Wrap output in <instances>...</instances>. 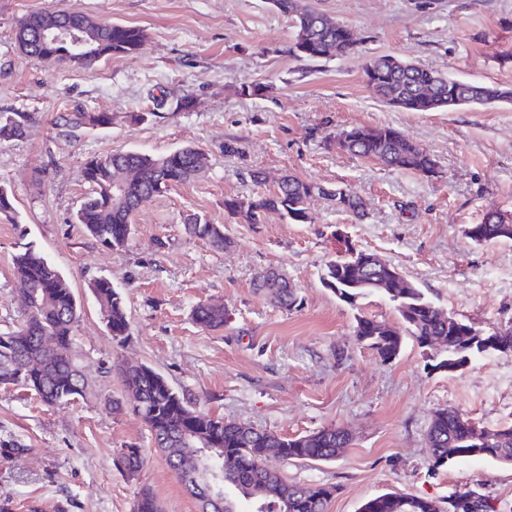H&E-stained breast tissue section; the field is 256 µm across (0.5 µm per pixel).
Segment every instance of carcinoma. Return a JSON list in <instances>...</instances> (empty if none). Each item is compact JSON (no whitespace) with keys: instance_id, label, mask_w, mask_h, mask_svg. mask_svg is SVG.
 <instances>
[{"instance_id":"cac0c4a2","label":"carcinoma","mask_w":512,"mask_h":512,"mask_svg":"<svg viewBox=\"0 0 512 512\" xmlns=\"http://www.w3.org/2000/svg\"><path fill=\"white\" fill-rule=\"evenodd\" d=\"M276 12L291 19L294 39L288 54L307 61L330 60L354 52L356 43L348 26L320 12L304 0H271ZM84 18L99 58L57 57L65 65L91 66L98 59L136 52L145 38L142 29L110 21L94 20L80 13L58 10L33 13L20 19L15 39L23 54L40 59L44 46L39 29L58 20ZM365 86L382 102L409 112L452 110L460 106L512 104V87L501 84L460 81L414 63L392 61V56L375 55L362 67ZM32 121L27 112L0 113V141L20 138ZM70 128L104 127L110 124L105 112H74L64 118ZM341 149L388 168L425 177L438 174L436 159L408 136L391 126L342 130L333 136ZM205 151L186 145L162 155L137 150L93 157L85 163L84 178L91 187L75 215V223L102 245L120 250L132 240V219L143 203L170 188L193 181L206 167ZM327 197L336 210L357 220L365 216L360 197L348 187H325L291 175L280 178L277 187L249 201L224 199V210L241 215L250 224L263 223L270 212H280L294 224H311L308 201ZM190 236L222 251L231 244L221 224H210L199 215L187 218ZM466 237L477 244L512 238V223L496 212L484 214L471 224ZM13 274L21 285V308L15 325L0 332V383L8 380L34 393L42 404L55 407L85 394L88 384L72 355L74 327L80 314L76 296L66 276L32 246L14 254ZM322 283L341 300L379 294L392 303L405 330L418 344L442 349L449 367L466 362L474 353L512 354V327L485 333L460 318L448 319L420 288L377 254L351 243L345 251L326 262ZM112 338L122 342L129 336L122 293L106 277L88 284ZM254 292L291 310L298 295L287 278L274 270L256 275ZM192 321L217 329L227 322L224 307L199 303L191 311ZM357 342L390 361L401 350L402 334L366 316L355 319ZM132 401L112 400L121 410L129 407L142 418L155 447L169 469L184 483L194 475L198 482L218 486L223 496L199 498L201 512H244L241 501L259 503L256 512H326L335 488L325 485L290 483L262 463L267 454L283 461H332L348 447L349 436L335 427L292 438L267 430L226 421L210 414L176 391L165 377L146 364L117 365ZM482 429L472 419L446 408L436 411L427 433V447L437 466L458 459L485 458L512 466V424L493 431L490 441L481 442ZM118 462L133 475L144 462L142 450L134 446L119 452ZM448 512H494L488 498L469 488L449 496ZM134 512H160L154 495L146 488L137 496ZM360 512H442L435 502L417 495L390 492L367 500Z\"/></svg>"}]
</instances>
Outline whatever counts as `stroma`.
Wrapping results in <instances>:
<instances>
[{
    "instance_id": "obj_1",
    "label": "stroma",
    "mask_w": 512,
    "mask_h": 512,
    "mask_svg": "<svg viewBox=\"0 0 512 512\" xmlns=\"http://www.w3.org/2000/svg\"><path fill=\"white\" fill-rule=\"evenodd\" d=\"M311 3L352 28L356 54L319 62L290 56L292 23L270 0H0V113L33 116L26 135L0 142V186L15 206L0 215V331L18 317L12 256L33 244L67 276L81 305L73 353L89 382L64 408L0 385V512H132L144 488L163 512H199L146 424L112 407L124 395L116 369L124 361L153 367L227 421L288 437L343 429L351 444L335 461L267 460L289 482L335 487L328 512H360L386 492L442 507L474 486L495 512H512V466L467 458L437 468L426 443L443 408L488 431L512 424V355L484 353L446 371L407 336L399 355L382 361L356 341L355 318L402 329L393 304L376 294L349 304L320 281L343 235L446 312L488 332L512 325V239L475 244L464 234L490 209L512 221V105L406 112L374 97L362 79L367 58L390 54L455 79L512 85V0ZM62 9L139 27L147 38L137 53L91 67L25 56L18 21ZM246 86L256 94H243ZM161 95L168 103L158 110ZM184 98L189 107L176 108ZM77 110L112 121L72 132L60 117ZM387 125L433 154L439 176L393 171L328 140L351 127ZM229 139L239 154H225ZM188 144L204 149L206 169L142 206L129 248L104 247L75 224L89 191L88 159ZM248 169L264 172L266 183L244 179ZM285 173L351 186L366 218L319 198L310 202L311 224L276 213L248 224L225 212V198L266 193ZM191 214L225 225L232 246L217 252L189 236ZM270 268L295 286L299 307L287 311L254 293V277ZM100 276L125 297V341L113 340L87 288ZM201 301L224 305V328L192 322ZM129 445L145 457L133 476L117 462Z\"/></svg>"
}]
</instances>
